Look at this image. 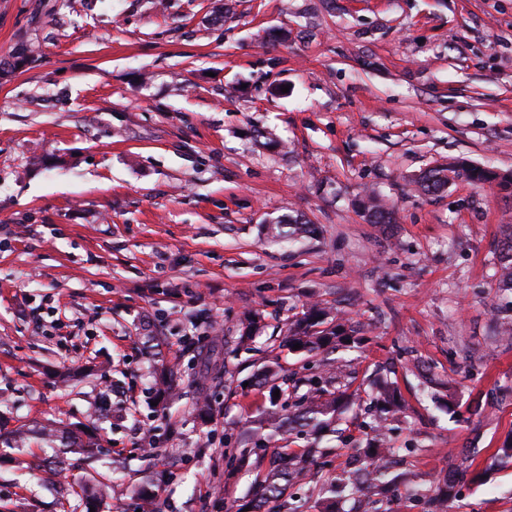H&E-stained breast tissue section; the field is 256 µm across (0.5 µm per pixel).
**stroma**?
I'll return each mask as SVG.
<instances>
[{
  "label": "stroma",
  "mask_w": 512,
  "mask_h": 512,
  "mask_svg": "<svg viewBox=\"0 0 512 512\" xmlns=\"http://www.w3.org/2000/svg\"><path fill=\"white\" fill-rule=\"evenodd\" d=\"M153 2L0 0V512H86L104 485L97 512L249 504L267 409L322 374L282 344L316 302L357 331L331 385L354 397L291 489L303 512L365 447L378 381L401 403L391 512H425L463 461L448 512H512V462L492 461L512 441V198L415 187L451 162L512 171V0ZM371 193L395 223L364 220ZM288 214L314 233L289 238ZM212 331L201 415L185 339ZM265 366L297 387L272 398ZM76 431L93 458L64 448ZM509 232L506 234V242L500 251L499 256V283L497 288L500 292H510L512 294V225H507Z\"/></svg>",
  "instance_id": "1"
}]
</instances>
